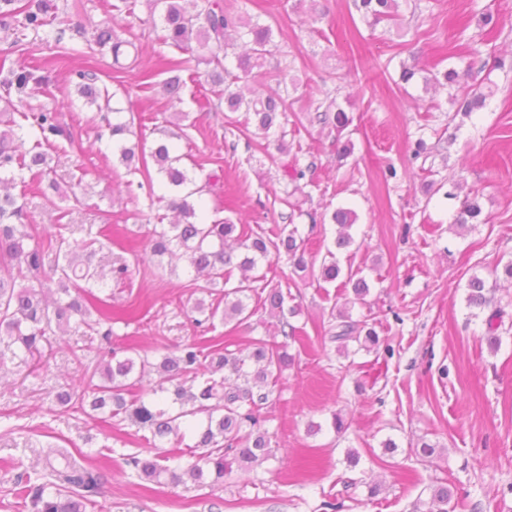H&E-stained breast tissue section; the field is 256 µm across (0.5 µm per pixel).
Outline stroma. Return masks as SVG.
<instances>
[{"mask_svg":"<svg viewBox=\"0 0 512 512\" xmlns=\"http://www.w3.org/2000/svg\"><path fill=\"white\" fill-rule=\"evenodd\" d=\"M48 2L65 31L62 43L31 33L18 48L0 36V58L13 66L58 64L60 47H84L104 25L132 41L139 65L116 69L111 53L96 55L101 83L113 95L112 106L134 113L147 147L168 138L184 154V167L208 190L210 219L267 233L293 215L306 244V270L274 253L253 275L259 284L287 289V307L298 310L290 322L301 333L289 342L293 362L273 404L262 411L275 458L254 470L233 469L223 490L213 492L123 473L125 458L145 450L135 426L118 418L93 420L47 398V391L80 377L82 349L103 344L70 323L36 375L14 368L0 381V459L14 463L0 469V512H16L15 477L39 465L50 440L93 457L108 452L107 482L95 512H330L333 503L337 512H423L441 485L453 493L450 512H512V283L503 272L512 261V71L489 64L491 56L512 53V0H416L402 8L408 19L400 35L369 29L352 0H316L312 8L297 0H224L232 13L271 25L291 63L279 78L298 83L290 94L289 151L273 164L263 162L259 139L245 129L242 113L199 109V93L213 91L206 79L187 84L178 103L147 92L143 70L154 53L172 56L176 50L163 45L146 0H136L130 14L112 10L113 0H83L78 13L71 0ZM485 10L499 21L489 37L480 23ZM472 42L480 44L486 65L453 92L427 93L418 83L398 87L401 64L460 69ZM83 64L76 56L59 64L56 82L44 90L8 94L0 88V98L9 97L15 111H57L71 132L51 152L57 191L26 195V221L52 225L75 193L83 205L68 218L74 238H84L90 224H121L146 247L153 224L168 214L165 203L149 196L164 188L143 186L142 174L100 140L95 105L75 92L73 72ZM309 88L336 96L352 124L341 132L310 124ZM473 88L487 92L485 107L454 118L451 94ZM426 114L431 129L422 135L418 127ZM421 135L431 144L447 139V151L412 160ZM347 142L352 155L337 161V149ZM296 163L314 169L305 194L285 202L274 192L285 185V168ZM390 164L400 178L386 183L382 172ZM451 189L461 197L478 195L486 223L453 227V204L445 197ZM339 207L358 215L354 247L336 252L341 267L362 269L370 286L362 304L353 302L342 281L320 277L328 250H336L330 215ZM128 264L127 279L108 283L113 305L139 293L149 295L150 304L139 322L116 325L114 349L138 336L149 359L175 353L199 334L193 305H214L224 296V284L191 279L184 261L148 256ZM474 274L485 281L488 307L466 304ZM346 301L352 319L371 320L379 335L374 348L352 341L343 354L330 341L336 306ZM248 305L245 324L214 320L213 336L238 355L252 339L279 333L278 320L257 299ZM494 309L501 310L502 325L493 351L485 319ZM337 416L344 421L340 431L333 426ZM388 440L396 443L395 452L385 451ZM423 441L437 446V455L416 457L413 450ZM351 451L358 464L347 460Z\"/></svg>","mask_w":512,"mask_h":512,"instance_id":"stroma-1","label":"stroma"}]
</instances>
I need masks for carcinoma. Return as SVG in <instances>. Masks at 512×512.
<instances>
[{
  "label": "carcinoma",
  "instance_id": "carcinoma-1",
  "mask_svg": "<svg viewBox=\"0 0 512 512\" xmlns=\"http://www.w3.org/2000/svg\"><path fill=\"white\" fill-rule=\"evenodd\" d=\"M0 0V26L15 31L14 43L22 42L26 32L53 26L56 17L51 6L28 0ZM353 7L367 26L374 30L379 25L400 27L402 13L400 0H353ZM150 20L161 21L163 43L188 51L196 43L207 54L172 60L159 54L154 66L170 74L157 84L163 97L178 99L186 81L181 73L193 72V64L211 67L207 78L215 87L224 86V111L242 112L244 123L254 125L262 142L259 147L266 156L270 148L279 153L288 152L285 141L288 131L286 112L288 97L280 87L264 82L262 68L274 56L277 45L272 39V28L251 16H235L224 9V0H149ZM247 50L236 56L237 72L230 71L225 60L228 50L237 43ZM127 42L120 40L112 30H99L92 40L90 52L112 51L118 61L121 48ZM481 58L475 50L466 69L444 71L402 66L400 84H411L419 77L427 87L435 90L460 83L473 72ZM50 68L45 64L9 69L3 86L19 92L41 89L49 84ZM78 92L95 102L100 90V76L92 66L76 72ZM456 114L465 118L484 106L485 95L465 93L454 99ZM308 118L311 124L334 127L342 132L351 123L348 113L326 95L322 98L308 93ZM30 127L39 132L36 143L25 148V126L11 121H0V343L6 350L0 352V367L6 360L19 366L37 362L52 347L53 328H62L74 317L103 339L112 340L110 325L128 322L134 310L115 309L112 295L105 293L103 280L110 277L122 280L128 275L129 265L123 257L111 258L108 271L92 270L97 252L111 248L112 241L127 239L125 229L110 224L98 226L96 236L88 240L69 239L63 234L62 220L69 210L59 211L54 230L39 224H25V204L11 193L16 184L28 182L35 192L43 193L40 185L56 188L50 178L52 158L43 150L52 146L57 137L68 132L52 111L20 113ZM134 119L125 120L121 113H112L106 120L109 137H119L130 131ZM156 171L172 189L167 202L175 219L168 224L154 225L149 238L154 256L182 255L187 258L194 277H205L214 282L228 280L232 267L250 270L269 260L270 249L284 250L298 269L305 268L302 246L297 242L298 228L280 233L278 240H267L245 224L229 220L207 222L198 199L203 188L195 183L181 165V157L172 145L158 143L150 156ZM358 216L350 208L339 207L331 214L337 226L336 248L354 243L350 233ZM477 196L461 200L453 214V224L463 228L468 224H484ZM354 299L364 301L369 293L365 278L348 273ZM467 305L482 308L488 305L483 290V278L474 275L468 281ZM248 279L224 291V319H235L248 309ZM285 295L279 288L268 291L263 305L278 318L284 341L259 338L249 355L254 365L244 370L245 360L230 353L223 344L205 345L193 341L182 345L178 353L166 355L157 362L140 355L136 346L124 350L123 356L111 351L85 367L79 379L80 391L63 389L53 395L60 407H78L107 423L123 416L148 434L140 436L148 448L158 452L145 457L132 456L125 464L140 477L160 482L165 476L172 483L189 479L200 488L224 486V475L237 466L241 469L260 466L274 457L269 432L262 427L260 410L273 401L283 368L288 365V340L296 338L299 328L289 323L284 310ZM365 339H360V336ZM329 339L347 347L350 340L378 344L376 331L367 321H354L346 311L336 315V329ZM157 373L163 382L155 387L143 385V378ZM196 435L192 445L198 451L194 462L186 467L178 464L184 456L180 448L185 433ZM82 452L72 453L65 448H50L44 456V466L36 477H18L15 495L19 506L27 512H88L95 507L93 497L104 483L103 469L87 463ZM451 493L446 486L434 489L425 512H448Z\"/></svg>",
  "mask_w": 512,
  "mask_h": 512
}]
</instances>
